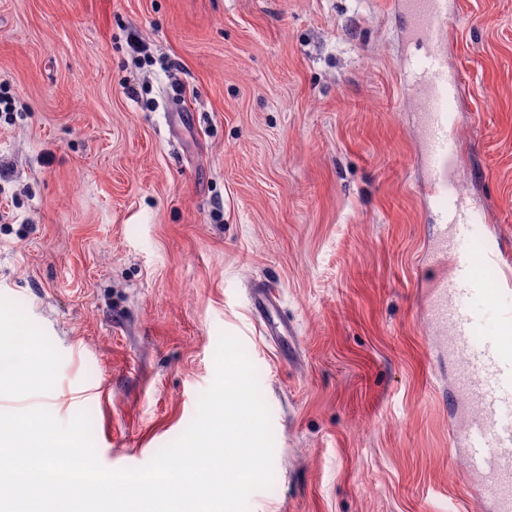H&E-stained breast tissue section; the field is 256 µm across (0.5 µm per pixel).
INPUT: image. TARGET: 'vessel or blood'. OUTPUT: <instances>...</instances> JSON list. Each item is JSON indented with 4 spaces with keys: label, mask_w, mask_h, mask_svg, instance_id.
<instances>
[{
    "label": "vessel or blood",
    "mask_w": 512,
    "mask_h": 512,
    "mask_svg": "<svg viewBox=\"0 0 512 512\" xmlns=\"http://www.w3.org/2000/svg\"><path fill=\"white\" fill-rule=\"evenodd\" d=\"M397 6L410 33L426 42L415 62L414 84L424 100L421 160L436 205L438 245L433 258L449 264L432 283L430 315L448 336L458 374L456 400L469 413L458 439L467 449V469L488 480L496 512H512V346L504 341L512 334V266L505 264L501 249L470 252L468 244L486 214L440 178L446 164L458 156L450 127L463 104L457 72L448 63V0H397ZM481 266L496 270V286H488L478 275ZM277 301L270 288L257 290L251 298L263 316L262 331L270 337L280 333L278 324L266 318ZM488 323L493 326L491 337L477 341L478 329Z\"/></svg>",
    "instance_id": "1"
}]
</instances>
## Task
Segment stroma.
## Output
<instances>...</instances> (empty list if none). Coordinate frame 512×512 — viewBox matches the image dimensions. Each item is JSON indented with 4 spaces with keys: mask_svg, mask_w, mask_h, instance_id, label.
Listing matches in <instances>:
<instances>
[{
    "mask_svg": "<svg viewBox=\"0 0 512 512\" xmlns=\"http://www.w3.org/2000/svg\"><path fill=\"white\" fill-rule=\"evenodd\" d=\"M403 28L395 0H0V335L44 353L0 411L87 410L100 463L143 466L228 332L274 435L249 512H495L425 312ZM449 62L452 178L512 256V0H454ZM252 306L260 314L262 323L260 326L262 331L267 336L273 338V336H279L280 330L279 325L273 320L269 321L265 316L270 309L275 308L278 302V295L275 290L270 288H261L257 290L251 298Z\"/></svg>",
    "mask_w": 512,
    "mask_h": 512,
    "instance_id": "35a3bbf8",
    "label": "stroma"
}]
</instances>
